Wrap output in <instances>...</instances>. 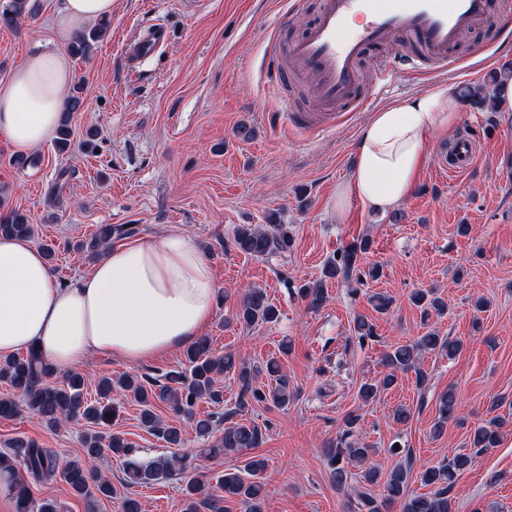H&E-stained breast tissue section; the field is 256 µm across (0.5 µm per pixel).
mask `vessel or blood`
<instances>
[{
	"mask_svg": "<svg viewBox=\"0 0 512 512\" xmlns=\"http://www.w3.org/2000/svg\"><path fill=\"white\" fill-rule=\"evenodd\" d=\"M493 24L497 44L512 43V9L491 15L489 0H323L311 25L299 39L282 43L279 32L288 25L280 19L271 34L263 68L265 80L285 88L289 79L302 78L319 109L289 111L292 126L323 131L335 127L341 113L357 112L368 104L359 65L366 50L388 47L378 63L377 80L390 84L400 73H415L424 67L448 69V57L464 34ZM169 40L167 29L153 24L134 43L129 58L139 61L152 55ZM476 144L461 133L448 146L442 169L459 177L472 166Z\"/></svg>",
	"mask_w": 512,
	"mask_h": 512,
	"instance_id": "vessel-or-blood-1",
	"label": "vessel or blood"
}]
</instances>
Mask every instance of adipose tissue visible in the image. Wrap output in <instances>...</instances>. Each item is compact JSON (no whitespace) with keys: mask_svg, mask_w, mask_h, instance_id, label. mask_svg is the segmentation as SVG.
Masks as SVG:
<instances>
[{"mask_svg":"<svg viewBox=\"0 0 512 512\" xmlns=\"http://www.w3.org/2000/svg\"><path fill=\"white\" fill-rule=\"evenodd\" d=\"M113 0H64L55 25L62 36L112 15ZM71 64L60 50L30 53L0 83V136L26 154L58 128ZM456 105L447 88L386 104L362 127L353 171L337 208L358 200L385 213L412 191L428 140L449 130ZM220 293L213 269L190 237L163 232L111 247L90 273L60 285L29 239L0 236V356L30 348L57 370L93 356L139 364L195 342Z\"/></svg>","mask_w":512,"mask_h":512,"instance_id":"1","label":"adipose tissue"}]
</instances>
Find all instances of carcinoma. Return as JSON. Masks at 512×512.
Wrapping results in <instances>:
<instances>
[{"label": "carcinoma", "instance_id": "carcinoma-1", "mask_svg": "<svg viewBox=\"0 0 512 512\" xmlns=\"http://www.w3.org/2000/svg\"><path fill=\"white\" fill-rule=\"evenodd\" d=\"M28 0H11L9 7L0 13V18L7 24L26 13ZM109 22L102 21L98 27L88 33L75 35L68 45L69 53L78 59L88 55L91 42L102 37ZM83 107L80 88H74L67 97L62 119L57 132L55 147L65 153L70 146L72 131L68 114L78 112ZM136 232L130 224H101L89 239L77 243L76 249L91 260L103 255L112 245ZM0 234L31 238L34 225L28 222L22 212L10 209L0 214ZM233 247L239 252L266 261L287 258L293 247V236L286 224H238L233 229ZM369 249V241L347 246L339 258L326 265L323 276L309 280L299 287V295L312 309L320 308L327 299L325 278L342 277L345 280L358 281L377 274L378 269L371 267L361 270L360 256ZM411 299L418 304H425L437 314L446 311V304L433 296L431 290H417ZM278 311L269 301L267 294L258 288L245 293L238 308L237 322L253 327L259 323L276 320ZM462 348L460 340L451 336H442L429 331L409 343L401 344L382 353L380 364L384 369L383 377L373 383L360 387L362 400L374 398L378 392L390 388L399 372H414L418 386L427 383V373L420 367V358L426 352L445 351L448 358L455 357ZM186 368L173 370L158 377L148 374L124 375L117 380L102 379L98 384L99 399L89 401L84 397V377L78 373L69 375L60 384H51L48 378L53 375L51 365L35 350L30 349L23 356L13 355L0 360V380L6 382L13 390V395L0 397V417L10 418L24 407L49 426L58 424L63 419L79 418L92 426L82 437V456L69 460L63 468H58L49 450L42 448L32 438L17 436L7 442V448L0 451V484L13 495L16 512H62L57 502L33 498L29 484L46 483L57 479L65 483L76 495L88 502L102 498L110 499L115 494L112 481L101 470L89 465L88 460L104 455L118 460L122 465V483L127 487L151 484L155 481L169 480L177 471H182L189 464L190 452L179 455L143 459L138 450L120 431L102 432L95 427L103 425L116 416V408L101 403L109 397L115 388H120L132 397L139 406V424L148 433L165 443L181 448L184 439L181 430L165 423L158 413L159 405L165 407L177 417L192 421L195 434L201 438H214L206 454L214 457L235 454L259 447L268 431V424L256 422L241 423L229 420L223 412L196 415L195 407L201 400H208L214 405L224 403V389L216 384V378L230 375L238 383L240 392L235 412H244L255 405L273 404L285 407L293 398L288 387V379L280 376L275 385L261 388L254 384L256 376L262 371L275 372V366L268 364L262 368L250 366L236 359L231 352L219 354L206 339L196 341L186 347L184 352ZM458 399L454 389L450 388L439 397L438 420L436 429L445 423L457 419ZM360 417L350 413L344 419L336 445L326 451L332 478L339 486L344 485L351 472L348 466L365 461L369 449L356 446L355 436ZM503 421L494 419L472 430L469 446L475 453H482L497 447L500 442V428ZM473 459L470 453H456L452 457L429 466L420 471L419 478L423 485L432 487L427 494H413L408 490L407 468L398 466L386 477L385 497L377 500L366 491L357 492L360 512H385V507L394 502L402 503L401 512H451V493L458 476L466 470ZM267 463L260 456L247 458L242 468L227 472L224 478L217 480L218 491L205 490L198 480L185 483L184 512H224V501L238 498L246 505L248 512H262L266 496L264 474Z\"/></svg>", "mask_w": 512, "mask_h": 512}]
</instances>
